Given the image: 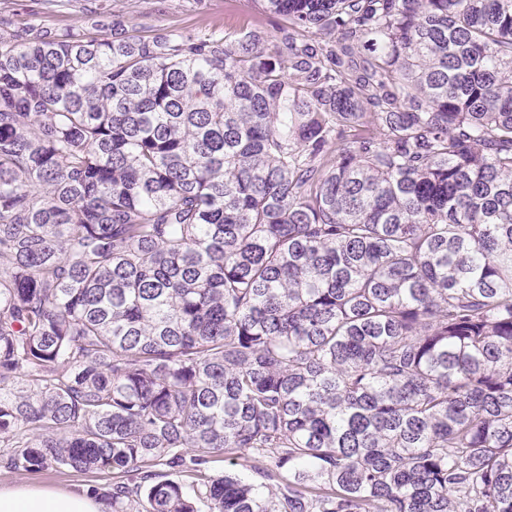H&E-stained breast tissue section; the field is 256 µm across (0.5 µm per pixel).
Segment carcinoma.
Listing matches in <instances>:
<instances>
[{
    "label": "carcinoma",
    "instance_id": "1",
    "mask_svg": "<svg viewBox=\"0 0 512 512\" xmlns=\"http://www.w3.org/2000/svg\"><path fill=\"white\" fill-rule=\"evenodd\" d=\"M259 2L0 18L3 464L110 470L111 512H512V0ZM41 1L0 0V12L17 25L37 18L58 31L87 26L89 11L109 16V21L120 22V28L129 31L147 23L171 25L189 33L234 32L264 18L253 0H71L68 8L54 13H46Z\"/></svg>",
    "mask_w": 512,
    "mask_h": 512
}]
</instances>
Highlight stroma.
<instances>
[{"label": "stroma", "mask_w": 512, "mask_h": 512, "mask_svg": "<svg viewBox=\"0 0 512 512\" xmlns=\"http://www.w3.org/2000/svg\"><path fill=\"white\" fill-rule=\"evenodd\" d=\"M92 11L109 16L127 30L147 23L171 25L189 33L232 32L263 19L256 0H71L68 8L54 13L45 12L41 0H0V14L15 23L36 18L58 31L86 25L87 15ZM18 483L46 484L60 489L106 488L112 484V474L108 471L84 474L65 468L16 472L0 466V485Z\"/></svg>", "instance_id": "1"}]
</instances>
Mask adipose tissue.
Segmentation results:
<instances>
[{"label": "adipose tissue", "instance_id": "ef3b65f1", "mask_svg": "<svg viewBox=\"0 0 512 512\" xmlns=\"http://www.w3.org/2000/svg\"><path fill=\"white\" fill-rule=\"evenodd\" d=\"M0 512H107V505L86 490L17 484L0 486Z\"/></svg>", "mask_w": 512, "mask_h": 512}]
</instances>
